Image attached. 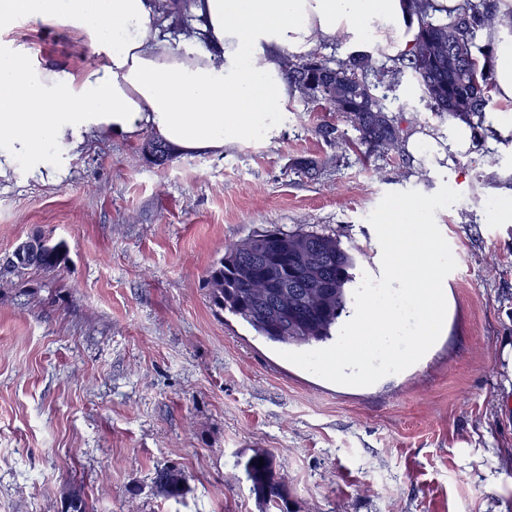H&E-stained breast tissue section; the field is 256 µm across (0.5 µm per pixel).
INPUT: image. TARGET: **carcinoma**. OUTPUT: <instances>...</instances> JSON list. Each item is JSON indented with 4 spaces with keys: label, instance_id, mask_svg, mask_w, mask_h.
I'll return each mask as SVG.
<instances>
[{
    "label": "carcinoma",
    "instance_id": "1",
    "mask_svg": "<svg viewBox=\"0 0 512 512\" xmlns=\"http://www.w3.org/2000/svg\"><path fill=\"white\" fill-rule=\"evenodd\" d=\"M416 16L418 32L409 54L393 65L374 56H349L331 60L310 56L296 60L282 53V71L293 95L316 93L328 112H341L357 133L353 144L364 154L388 157L403 152L406 130L402 117L388 105L404 77L414 80L439 116L459 120L471 130L484 129L492 98L491 67L480 45L485 33L512 34V7L501 10L497 0H463L454 14L444 13L437 0H408ZM162 33L204 39L193 13L195 0H154ZM143 150L150 161L163 166L172 158L159 136L150 137ZM316 255L332 287L325 294L308 296L300 273L287 270L284 259L294 247ZM67 261L62 240L34 233L20 242L8 261L0 263V282L13 284L33 271L53 274ZM358 258L330 235L297 228L265 229L227 249L212 264L206 277L211 301L249 324L270 342L288 347H307L332 339L336 326L351 301L350 285L356 280ZM252 491L267 506H278L288 497L278 479L271 456L255 454L244 465ZM158 494L178 499L187 491L184 473L167 465L155 471ZM61 512H89L81 488H66Z\"/></svg>",
    "mask_w": 512,
    "mask_h": 512
}]
</instances>
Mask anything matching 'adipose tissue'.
<instances>
[{
	"mask_svg": "<svg viewBox=\"0 0 512 512\" xmlns=\"http://www.w3.org/2000/svg\"><path fill=\"white\" fill-rule=\"evenodd\" d=\"M204 50L172 48L150 0H0V18L76 32L93 53L73 70L31 66L24 44L0 52V180L58 181L92 138L150 129L174 152L222 151L274 132L290 90L278 51L343 38L351 54H406L417 19L406 0H198ZM493 96L512 123V37L488 46Z\"/></svg>",
	"mask_w": 512,
	"mask_h": 512,
	"instance_id": "1",
	"label": "adipose tissue"
}]
</instances>
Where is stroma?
<instances>
[{
	"label": "stroma",
	"mask_w": 512,
	"mask_h": 512,
	"mask_svg": "<svg viewBox=\"0 0 512 512\" xmlns=\"http://www.w3.org/2000/svg\"><path fill=\"white\" fill-rule=\"evenodd\" d=\"M33 63L80 66L76 34L0 28ZM397 107L425 136L400 158L366 157L317 133L337 113L290 97L278 135L223 153L147 162L149 131L101 137L60 182L0 181V256L34 230L65 241L57 275L0 287V512H60L67 483L91 512H267L244 464L273 457L288 512H512V144L477 147L431 112L412 81ZM465 150L446 155L449 138ZM494 162H487L486 152ZM321 162L318 177L301 164ZM461 198L436 213L457 267L443 330L414 365L347 386L214 307L207 269L256 232L300 226L359 251L382 273L369 214L389 192ZM187 479L159 495L156 469ZM153 484L156 492L165 498L178 499L187 491L184 473L176 466L167 465L155 471Z\"/></svg>",
	"instance_id": "1"
}]
</instances>
